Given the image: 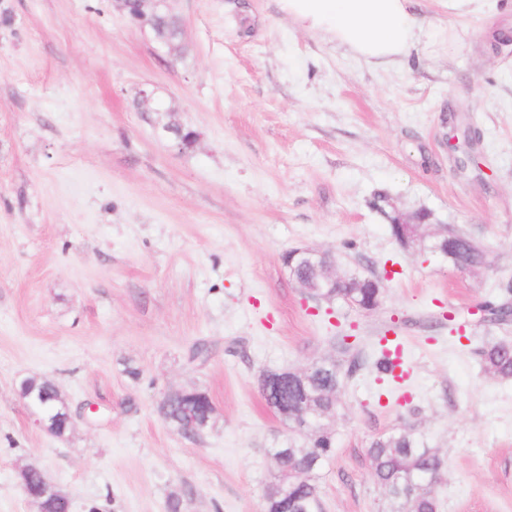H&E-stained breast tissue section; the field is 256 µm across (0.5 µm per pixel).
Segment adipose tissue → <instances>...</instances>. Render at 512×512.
<instances>
[{
	"instance_id": "adipose-tissue-1",
	"label": "adipose tissue",
	"mask_w": 512,
	"mask_h": 512,
	"mask_svg": "<svg viewBox=\"0 0 512 512\" xmlns=\"http://www.w3.org/2000/svg\"><path fill=\"white\" fill-rule=\"evenodd\" d=\"M308 33L345 48L374 66L404 61L425 35L418 0H280Z\"/></svg>"
}]
</instances>
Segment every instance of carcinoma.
I'll list each match as a JSON object with an SVG mask.
<instances>
[{
    "label": "carcinoma",
    "instance_id": "carcinoma-1",
    "mask_svg": "<svg viewBox=\"0 0 512 512\" xmlns=\"http://www.w3.org/2000/svg\"><path fill=\"white\" fill-rule=\"evenodd\" d=\"M158 25L173 44L182 37L178 19L164 8H158ZM448 248V265L472 266L480 269L486 256L473 239L458 233L454 228L445 229L430 244L431 250ZM342 278L354 284L352 288H324L322 292L335 294L334 300L359 310L377 308L383 298L381 281L370 280L358 272H346ZM484 369L501 379H512V340H496L477 348ZM347 373L336 360L323 363L304 376V384L313 396L312 410L327 416L336 414L339 394ZM191 404L196 409L199 433L211 426L210 399L202 389L192 388L185 393H175L158 404L166 423L180 428L183 407ZM304 444L290 442L275 448L271 454L276 472L266 488L263 512H323V501L316 473L331 457L334 435L329 428H316L304 434ZM367 454L372 475L383 489L390 505L388 512H439V502L432 488L426 485L427 477L440 476L447 467L443 454L432 448L423 436L412 429H402L383 434L372 440Z\"/></svg>",
    "mask_w": 512,
    "mask_h": 512
}]
</instances>
